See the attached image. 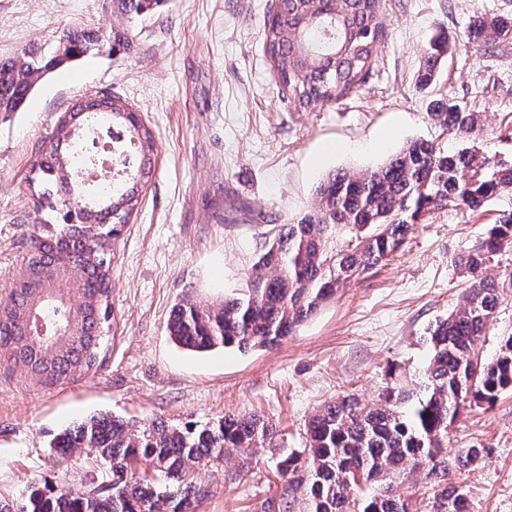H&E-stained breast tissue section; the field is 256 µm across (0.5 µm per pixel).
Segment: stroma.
Returning <instances> with one entry per match:
<instances>
[{
    "label": "stroma",
    "instance_id": "35a3bbf8",
    "mask_svg": "<svg viewBox=\"0 0 512 512\" xmlns=\"http://www.w3.org/2000/svg\"><path fill=\"white\" fill-rule=\"evenodd\" d=\"M274 0H167L127 19L110 0H0V62L23 49L54 48L72 29L128 33L133 51L91 52L49 72L24 107L0 112V300L20 275L42 213L36 164L64 111L90 95L132 104L155 134L153 176L112 246V322L96 370L46 387L0 363V500L38 480L84 488L101 470L86 454L57 457L67 426L112 414L139 425L215 422L256 415L272 442L199 470L195 512H264L284 480L276 462L305 444L317 409L342 394L377 401L390 383L423 379L430 325L463 303L473 283L459 260L490 224L512 211V191L477 217L453 209L425 215L403 248L341 286L278 344L194 353L167 331L173 307L223 304L277 225L299 220L317 184L337 169L383 164L408 141L455 150L475 145L490 164L512 165V40L477 52L467 37L475 10L512 16V0H384L377 60L357 92L296 109L266 56L262 29ZM451 44L434 81L420 85L426 48ZM479 115L469 139L430 119L433 101ZM263 212V223L248 211ZM482 445L481 465L462 472L472 512H512V393L463 408L448 453Z\"/></svg>",
    "mask_w": 512,
    "mask_h": 512
}]
</instances>
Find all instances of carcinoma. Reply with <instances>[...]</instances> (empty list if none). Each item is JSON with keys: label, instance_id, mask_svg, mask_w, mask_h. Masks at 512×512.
Wrapping results in <instances>:
<instances>
[{"label": "carcinoma", "instance_id": "cac0c4a2", "mask_svg": "<svg viewBox=\"0 0 512 512\" xmlns=\"http://www.w3.org/2000/svg\"><path fill=\"white\" fill-rule=\"evenodd\" d=\"M164 0H112L130 19L146 16ZM381 0H275L264 21L263 44L282 87L298 107L326 103L354 91L375 61L383 31ZM51 53L21 50L0 63V112H16L50 70L92 51L130 47L126 34L72 30ZM469 40L487 51L512 39V16L475 11ZM448 44L431 46L422 81L434 79ZM431 118L448 133L468 138L474 113L439 105ZM104 116L127 132L129 172L86 209L68 212L59 227L31 238L24 277L0 305V359L45 386L98 367L112 319V241L138 209L152 177L154 133L131 106L110 94L95 95L58 119L48 152L37 163L52 188L82 192L69 155L85 126ZM512 190V166L491 168L478 150H442L425 139L409 141L384 165L365 171L339 169L317 186L315 206L295 224H280L246 279V288L224 306L178 304L167 323L171 338L190 351H247L293 334L340 285L389 259L430 210L453 207L472 214L504 189ZM512 246V212L501 214L465 265L477 273L504 246ZM83 270L74 281L67 267ZM512 298V273L475 278L464 304L437 321L425 336L429 357L419 390L386 388L365 405L343 395L308 421L306 445L277 462L286 486L279 512H410L392 484L396 476L424 472L433 478L429 512H471L468 492L452 476L474 465L483 448L473 445L448 459V429L467 405L491 404L512 391V332L500 337L491 359L475 344ZM62 327L54 338L38 336L29 317ZM274 435L268 422L226 415L203 427L152 420L139 428L101 414L59 433L52 448L63 457L84 449L108 465L98 490L34 483L19 499L0 501V512H190L199 493V467L224 462Z\"/></svg>", "mask_w": 512, "mask_h": 512}]
</instances>
